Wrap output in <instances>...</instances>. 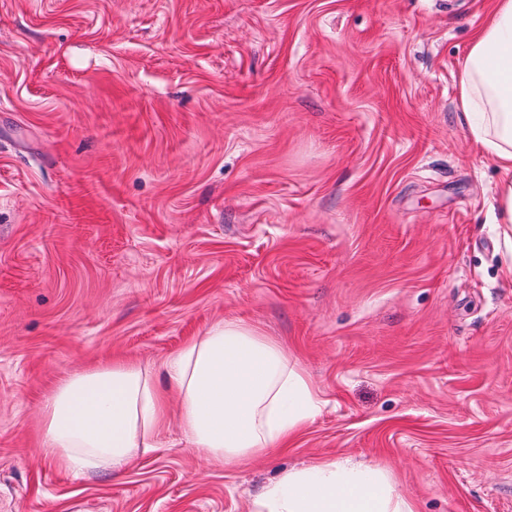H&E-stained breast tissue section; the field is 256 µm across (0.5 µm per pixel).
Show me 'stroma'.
I'll list each match as a JSON object with an SVG mask.
<instances>
[{
    "label": "stroma",
    "mask_w": 512,
    "mask_h": 512,
    "mask_svg": "<svg viewBox=\"0 0 512 512\" xmlns=\"http://www.w3.org/2000/svg\"><path fill=\"white\" fill-rule=\"evenodd\" d=\"M491 0H0V512H252L324 459L512 512V236L457 85ZM236 319L311 379L288 449L73 474L59 381Z\"/></svg>",
    "instance_id": "35a3bbf8"
}]
</instances>
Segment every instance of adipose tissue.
<instances>
[{"mask_svg":"<svg viewBox=\"0 0 512 512\" xmlns=\"http://www.w3.org/2000/svg\"><path fill=\"white\" fill-rule=\"evenodd\" d=\"M473 144L502 174L498 221L512 227V0H493L458 84ZM165 381L115 360L64 378L41 408L42 452L62 468L90 472L156 447L166 422L163 390L182 400L180 428L210 457L234 462L288 446L314 418L316 390L283 347L238 320L214 324L167 359ZM254 512H414L375 467L324 460L286 473Z\"/></svg>","mask_w":512,"mask_h":512,"instance_id":"obj_1","label":"adipose tissue"}]
</instances>
